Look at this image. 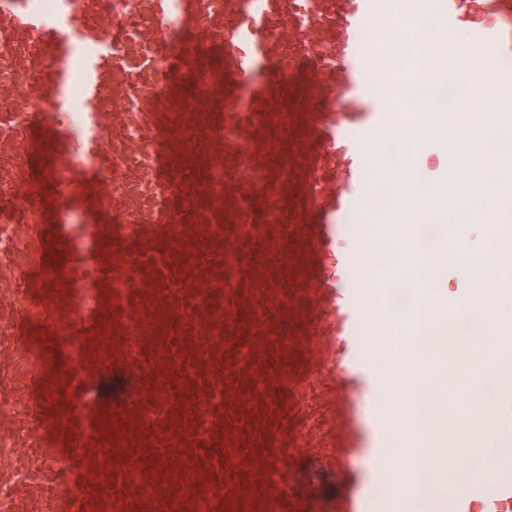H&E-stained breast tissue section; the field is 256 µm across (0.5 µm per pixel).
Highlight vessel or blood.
I'll use <instances>...</instances> for the list:
<instances>
[{
  "instance_id": "obj_1",
  "label": "vessel or blood",
  "mask_w": 512,
  "mask_h": 512,
  "mask_svg": "<svg viewBox=\"0 0 512 512\" xmlns=\"http://www.w3.org/2000/svg\"><path fill=\"white\" fill-rule=\"evenodd\" d=\"M436 4L447 32L475 53L512 58V0ZM395 0H0V288L27 312L16 357L59 362L56 378L24 377L37 434L46 512H145L118 493L136 460L121 440L141 397L147 336L187 328L233 343L225 379L250 369L242 400L268 416L258 451L269 512H397L389 494H358L350 467L384 447L400 416L367 352L385 318L361 312L386 299L390 270L363 278V261L336 248V229L365 207L376 164L367 150L391 125L425 123L381 111L364 93L388 83L391 106L413 82L447 72L392 68L382 39ZM369 223H378L366 214ZM39 325L29 343L28 322ZM119 337L100 353L102 337ZM488 430L512 448V386L498 387ZM178 449L171 412L141 429ZM199 485L215 502L249 500L224 480L216 439ZM192 512L183 481L160 485ZM428 512H512V476L496 467L464 491L433 496Z\"/></svg>"
}]
</instances>
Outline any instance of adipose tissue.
Returning <instances> with one entry per match:
<instances>
[{"instance_id": "adipose-tissue-1", "label": "adipose tissue", "mask_w": 512, "mask_h": 512, "mask_svg": "<svg viewBox=\"0 0 512 512\" xmlns=\"http://www.w3.org/2000/svg\"><path fill=\"white\" fill-rule=\"evenodd\" d=\"M391 35L396 39L425 36L430 66H439L442 60L451 57L455 59L459 71L465 74L487 73L492 69L489 56L471 54L464 50L460 42L449 39L440 14L420 11L416 0H398Z\"/></svg>"}]
</instances>
